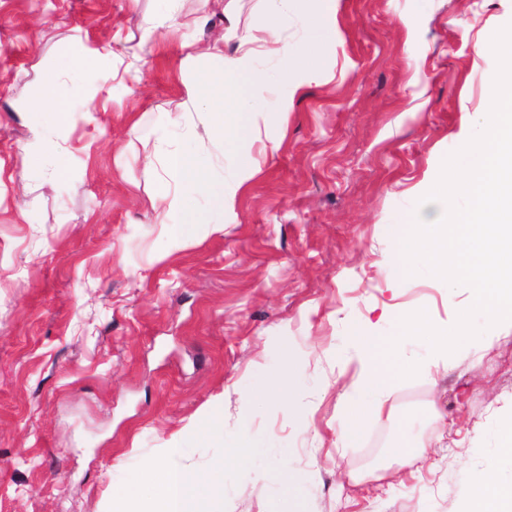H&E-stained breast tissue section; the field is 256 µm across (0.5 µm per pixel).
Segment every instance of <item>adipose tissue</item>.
<instances>
[{
	"instance_id": "ef3b65f1",
	"label": "adipose tissue",
	"mask_w": 512,
	"mask_h": 512,
	"mask_svg": "<svg viewBox=\"0 0 512 512\" xmlns=\"http://www.w3.org/2000/svg\"><path fill=\"white\" fill-rule=\"evenodd\" d=\"M287 24L288 0H264L262 18L253 28L237 34L233 55H225L224 40L220 37L212 40L207 47L209 55L224 59L223 71L209 76L207 81L221 87L224 109L210 113L204 133L207 137L222 139L225 150L236 155L238 167L231 179L217 185L209 169L196 158L184 154L166 155L165 166L169 180L151 198L150 206L159 224L164 223L169 211L178 209L183 212V223L170 229L172 238L180 245L188 246L194 242L196 225H209L213 233L220 234L224 231V223L210 219L207 213L193 207L177 192V185L183 184L197 193L211 196L220 214L233 212L239 194L260 172L262 159L274 156L280 149V138L270 136L267 127L273 121L279 126H286L288 107H281L276 117H268L266 113L249 108L246 91L262 78L261 73L252 65L259 52L278 57L287 72L301 65L303 55L299 49L277 35L278 29ZM204 84L197 82L187 88L186 102L178 103L174 112L167 115L170 125L180 124L187 104L198 105L203 102ZM253 142L259 143L258 152L250 151L249 145ZM402 323L404 335L417 336L428 332L435 336L437 357L429 372L433 375L447 372L450 367L448 339L464 335L467 327L465 313L457 312L452 320L438 327L431 326L426 315L421 312L404 315ZM354 337L361 354L356 361L354 395L336 427V441L340 444L357 436L367 418L392 416L388 393L401 371L394 341L385 336L373 335L362 328L355 331ZM143 478L153 485V497L143 499L134 487L113 492L109 512H224V501L218 497L215 486L204 481L192 469L158 461L146 469ZM464 512H512V488H502L487 474H479L475 478V489Z\"/></svg>"
}]
</instances>
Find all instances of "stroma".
Returning a JSON list of instances; mask_svg holds the SVG:
<instances>
[{"label":"stroma","mask_w":512,"mask_h":512,"mask_svg":"<svg viewBox=\"0 0 512 512\" xmlns=\"http://www.w3.org/2000/svg\"><path fill=\"white\" fill-rule=\"evenodd\" d=\"M164 8L0 0V512H107L164 458L216 481L224 512H463L478 473L512 482V322L478 319L483 334L436 378L433 337H398L412 372L392 386L394 420L336 446L351 325L398 336L405 312L439 325L468 304L427 273L388 291L385 227L480 121L497 61L479 45L512 23V0H341L326 58L292 83L258 57L249 102H288L281 147L223 233L199 225L187 247L168 233L181 213L151 224L146 207L161 149L203 158L218 181L237 165L203 132L219 88L183 126L165 121L187 85L222 70L188 53L227 22L224 0H182L177 33L128 48ZM115 68L124 80L104 82ZM49 83L68 122L30 109ZM287 372L291 399H262ZM439 427L463 447L426 449L415 477L386 470L396 430L414 442ZM245 432L256 447L239 460Z\"/></svg>","instance_id":"obj_1"}]
</instances>
